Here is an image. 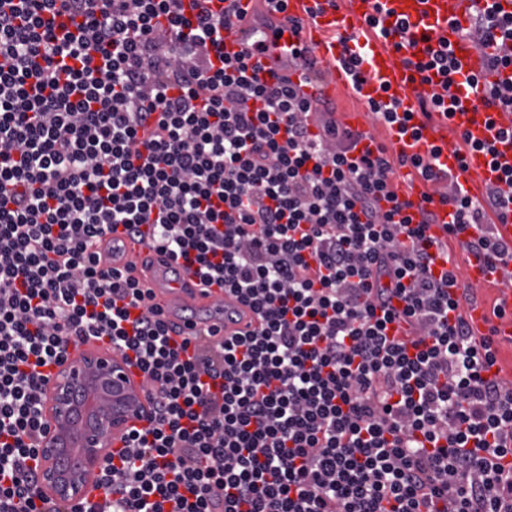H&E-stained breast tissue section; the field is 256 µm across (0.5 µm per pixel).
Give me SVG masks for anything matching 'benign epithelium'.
<instances>
[{"label": "benign epithelium", "mask_w": 512, "mask_h": 512, "mask_svg": "<svg viewBox=\"0 0 512 512\" xmlns=\"http://www.w3.org/2000/svg\"><path fill=\"white\" fill-rule=\"evenodd\" d=\"M151 419L144 385L118 353L89 348L66 360L46 385L38 492L81 502L98 489L113 440Z\"/></svg>", "instance_id": "benign-epithelium-1"}]
</instances>
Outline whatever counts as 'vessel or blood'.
<instances>
[{
    "mask_svg": "<svg viewBox=\"0 0 512 512\" xmlns=\"http://www.w3.org/2000/svg\"><path fill=\"white\" fill-rule=\"evenodd\" d=\"M484 7L485 0H288L287 14L304 22L297 41L310 49L320 74L312 89L319 99L333 98L336 90L348 89L363 102L417 112L420 101L438 91L439 85L420 81L406 61L407 51H396L380 31L403 21L418 47H425L430 40L447 43L454 70L448 97L456 103L454 111L447 116L434 115L415 136L389 126L385 144L395 156L432 162L435 169L456 177L466 196L481 202L487 187L498 183L503 169L512 168V138L498 134L499 129L512 126V113L488 109L481 103L486 87L512 84V68L484 73L483 55L461 33L471 13ZM343 33L348 34V42L340 41ZM349 55L360 57L357 69L344 65L343 59ZM473 74L481 75L480 85L466 84V77ZM344 124L360 133L359 150L376 148L378 141L363 113H346ZM455 132L472 142L493 144L494 155L476 149L461 151L451 138ZM393 189L417 206L431 191L429 183L410 167L401 171ZM455 221L452 207L434 206L425 234L447 242L448 226ZM492 232L498 240L512 242V201L503 200ZM106 241L112 250L102 254V263L133 269L175 343H183L195 333L212 332L224 339L256 330L253 313L225 294L218 282L201 279L183 259L157 252L151 245L150 226H141L135 233L124 225H114ZM511 278V270L490 262L484 253H468L466 283L501 285L499 305L504 310L497 316L484 302L466 305L464 316L474 341L491 336L512 345V289L507 286Z\"/></svg>",
    "mask_w": 512,
    "mask_h": 512,
    "instance_id": "obj_1",
    "label": "vessel or blood"
}]
</instances>
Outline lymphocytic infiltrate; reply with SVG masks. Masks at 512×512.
Returning <instances> with one entry per match:
<instances>
[{
  "label": "lymphocytic infiltrate",
  "mask_w": 512,
  "mask_h": 512,
  "mask_svg": "<svg viewBox=\"0 0 512 512\" xmlns=\"http://www.w3.org/2000/svg\"><path fill=\"white\" fill-rule=\"evenodd\" d=\"M210 3L0 0V512H512V383L483 374L475 288L433 275L430 214L392 191L385 147L354 156L327 106L225 54L286 0L261 21ZM466 34L512 66V14L486 6ZM412 165L444 184L453 238L512 187L511 170L476 203ZM115 224L152 225L258 330L182 357L139 281L101 263ZM90 336L133 352L153 425L102 469L104 501L71 509L36 489L41 369Z\"/></svg>",
  "instance_id": "1"
}]
</instances>
